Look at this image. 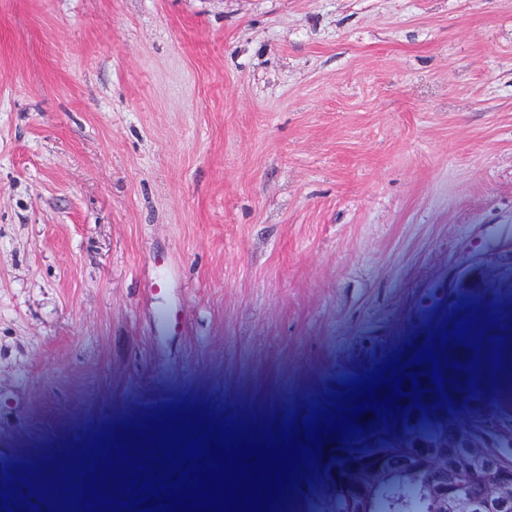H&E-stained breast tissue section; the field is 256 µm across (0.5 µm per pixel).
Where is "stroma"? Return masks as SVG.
<instances>
[{"label":"stroma","mask_w":512,"mask_h":512,"mask_svg":"<svg viewBox=\"0 0 512 512\" xmlns=\"http://www.w3.org/2000/svg\"><path fill=\"white\" fill-rule=\"evenodd\" d=\"M476 309L512 349V0H0V480Z\"/></svg>","instance_id":"obj_1"}]
</instances>
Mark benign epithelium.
<instances>
[{
    "instance_id": "7a95c632",
    "label": "benign epithelium",
    "mask_w": 512,
    "mask_h": 512,
    "mask_svg": "<svg viewBox=\"0 0 512 512\" xmlns=\"http://www.w3.org/2000/svg\"><path fill=\"white\" fill-rule=\"evenodd\" d=\"M452 406H433L437 395L422 397L428 412L413 409L400 421L402 432L417 430L424 422L437 425L441 434L433 440L413 435L403 448H372L366 453L342 451L336 460V488L344 491L347 512H371V502L380 487L399 474L420 484L428 512H512V421L489 418L478 428H469L455 417L462 406L474 413L486 411L484 401L473 399L463 389L453 391ZM477 478L483 490L471 495L465 484Z\"/></svg>"
}]
</instances>
